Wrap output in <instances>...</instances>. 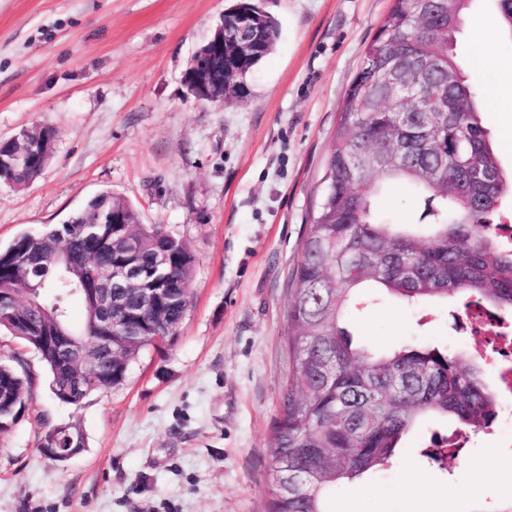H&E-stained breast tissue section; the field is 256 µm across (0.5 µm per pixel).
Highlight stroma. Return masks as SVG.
<instances>
[{
  "instance_id": "stroma-1",
  "label": "stroma",
  "mask_w": 512,
  "mask_h": 512,
  "mask_svg": "<svg viewBox=\"0 0 512 512\" xmlns=\"http://www.w3.org/2000/svg\"><path fill=\"white\" fill-rule=\"evenodd\" d=\"M237 0H0V140L46 127L54 152L17 189L0 184V248L65 222L103 192L126 198L196 258L175 340L143 353L125 381L73 406L56 399L38 354L0 330V354L32 382V403L0 433V512H266L271 435L288 371L285 316L304 226L338 113L392 0H256L279 23L247 98H187L183 73ZM494 47L476 63L474 37ZM484 125L512 168V112L487 70L512 71V34L472 0L456 35ZM386 222L416 224L408 184L373 198ZM445 304L384 297L347 315L371 352L409 343L480 349ZM78 423L87 449L42 454L43 430ZM454 421L421 422L383 469L340 485L334 512H501L512 504V402L470 434L463 456L425 448Z\"/></svg>"
}]
</instances>
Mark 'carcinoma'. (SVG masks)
<instances>
[{
	"mask_svg": "<svg viewBox=\"0 0 512 512\" xmlns=\"http://www.w3.org/2000/svg\"><path fill=\"white\" fill-rule=\"evenodd\" d=\"M469 2L444 0L435 10L422 0H393L346 91L288 301L289 365L273 427L268 512H333L336 487L387 465L423 418L452 417L458 435L488 428L496 418L497 392L473 354L406 344L371 355L355 346L343 327L370 282L411 304L477 301L512 317V247L499 241L494 226L500 200L512 196V172L499 164L482 123L483 102L464 79L454 52ZM239 9L255 17L259 49L237 59L227 47L226 100L243 98L244 82L279 35L276 20L256 4ZM402 48L421 67L403 73L412 98L389 105L377 89L386 61ZM398 134L407 138L404 160L378 162L388 137ZM51 145L47 128L1 141L0 183L16 188L31 183L53 153ZM477 168L488 172L491 182L473 180L470 172ZM381 180L407 183L422 196L431 218L423 230L376 219L371 194ZM114 212L124 214L125 229L140 242L136 260L147 266L165 252L170 276L150 323L123 330L99 373H79L71 351L27 341L48 371L51 393L73 405L122 384L142 352L175 338L192 297L195 256L161 225L141 223L132 204L110 192L64 223L24 231L0 249V287L16 289V295L0 298V329L17 338L27 335L12 313L30 298L83 347L94 337L87 328L92 306L82 298L81 270L123 258L109 224ZM91 224L101 226L106 238H85ZM61 248L69 267L55 260ZM18 250L32 252L38 273L21 276L14 262ZM73 298L85 307L78 325L66 312ZM30 385L28 377L0 361V432L25 408Z\"/></svg>",
	"mask_w": 512,
	"mask_h": 512,
	"instance_id": "1",
	"label": "carcinoma"
}]
</instances>
